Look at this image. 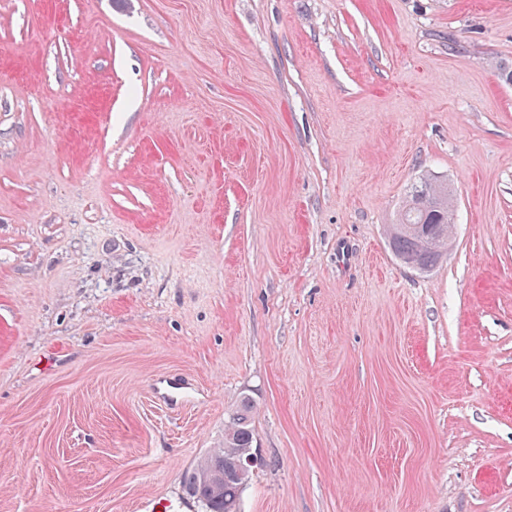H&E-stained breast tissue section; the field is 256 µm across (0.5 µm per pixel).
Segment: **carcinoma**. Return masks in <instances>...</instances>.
Returning <instances> with one entry per match:
<instances>
[{
	"label": "carcinoma",
	"instance_id": "1",
	"mask_svg": "<svg viewBox=\"0 0 512 512\" xmlns=\"http://www.w3.org/2000/svg\"><path fill=\"white\" fill-rule=\"evenodd\" d=\"M454 223L448 184L423 176L408 188L397 223L390 225V246L408 266L425 271L442 258ZM249 398L224 423V445L209 452L184 477L187 493L205 512H240L241 494L253 466H243L254 454Z\"/></svg>",
	"mask_w": 512,
	"mask_h": 512
}]
</instances>
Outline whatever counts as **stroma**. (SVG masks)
Masks as SVG:
<instances>
[{
    "mask_svg": "<svg viewBox=\"0 0 512 512\" xmlns=\"http://www.w3.org/2000/svg\"><path fill=\"white\" fill-rule=\"evenodd\" d=\"M512 0H0V512H512ZM448 251L387 227L421 175ZM423 224L436 227L431 243L423 242ZM454 224V209L448 184L422 176L408 188L397 224H390V246L411 268L425 271L442 258ZM252 411L251 400L243 398L225 419L224 445L209 452L184 477L187 493L202 504L205 512H240L241 494L258 465L245 462L247 456L256 454Z\"/></svg>",
    "mask_w": 512,
    "mask_h": 512,
    "instance_id": "obj_1",
    "label": "stroma"
}]
</instances>
